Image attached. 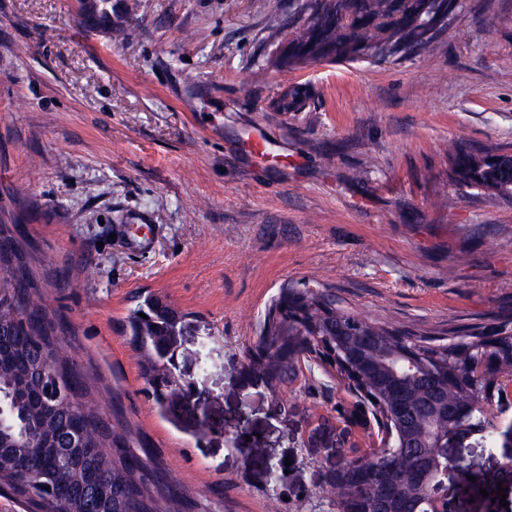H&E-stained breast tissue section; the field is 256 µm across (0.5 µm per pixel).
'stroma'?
Segmentation results:
<instances>
[{
  "instance_id": "35a3bbf8",
  "label": "stroma",
  "mask_w": 512,
  "mask_h": 512,
  "mask_svg": "<svg viewBox=\"0 0 512 512\" xmlns=\"http://www.w3.org/2000/svg\"><path fill=\"white\" fill-rule=\"evenodd\" d=\"M265 4L0 0V204L24 214L89 399L194 512H329L325 474L381 446L333 370L303 357L277 388L250 364L283 287L405 328L512 309V200L450 183L446 157L454 141L512 151V0L461 13L431 54L304 66ZM293 86L304 108L277 111ZM136 224L147 251L125 242ZM146 292L184 313L170 367L199 389L162 410L122 332ZM489 410L500 434L451 450L457 512H486L501 487L512 512V398Z\"/></svg>"
}]
</instances>
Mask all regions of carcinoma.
<instances>
[{
	"mask_svg": "<svg viewBox=\"0 0 512 512\" xmlns=\"http://www.w3.org/2000/svg\"><path fill=\"white\" fill-rule=\"evenodd\" d=\"M305 0L284 23L283 0H266V29L275 36L293 29L288 60H380L439 48L449 21L468 9L467 0ZM448 180L489 195L512 197V153L455 143L448 148ZM21 224L0 223V311L24 322L0 333V486L39 506L42 512H191L192 500L171 485L156 456L120 446L123 435L87 408L80 371L60 356L56 326L30 278ZM147 318L140 317V314ZM184 314L152 295L126 318L125 335L142 354L141 377L162 404L167 337ZM377 340L361 364L345 361L337 341L344 329ZM492 348L496 372L479 374L481 357ZM338 363L358 391L387 413L388 447L328 481L340 512H427L432 487L423 475L446 465L434 438L448 432V408L473 407L456 422L459 433L493 427L479 409L491 402L494 374L512 377V312L493 324L426 331L365 320L343 308L327 290L285 288L270 307L252 362L265 367L276 386L291 381L299 356ZM80 431L81 442L63 447Z\"/></svg>",
	"mask_w": 512,
	"mask_h": 512,
	"instance_id": "obj_1",
	"label": "carcinoma"
}]
</instances>
